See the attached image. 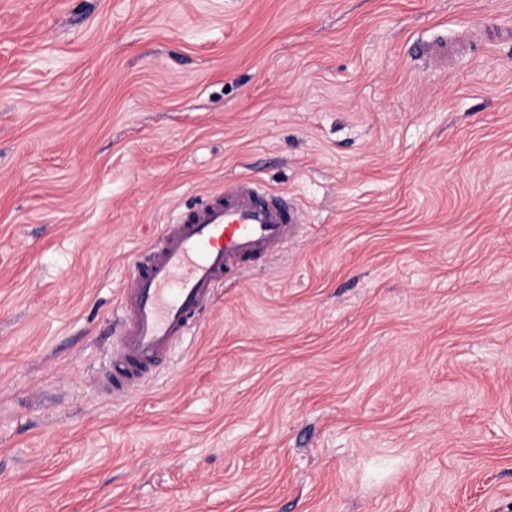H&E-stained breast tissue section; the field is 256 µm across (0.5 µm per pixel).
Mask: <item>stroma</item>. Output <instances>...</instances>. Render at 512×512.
I'll use <instances>...</instances> for the list:
<instances>
[{
    "instance_id": "stroma-1",
    "label": "stroma",
    "mask_w": 512,
    "mask_h": 512,
    "mask_svg": "<svg viewBox=\"0 0 512 512\" xmlns=\"http://www.w3.org/2000/svg\"><path fill=\"white\" fill-rule=\"evenodd\" d=\"M237 176L299 232L103 392ZM0 512H512V0H0Z\"/></svg>"
}]
</instances>
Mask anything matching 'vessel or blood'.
<instances>
[{
  "mask_svg": "<svg viewBox=\"0 0 512 512\" xmlns=\"http://www.w3.org/2000/svg\"><path fill=\"white\" fill-rule=\"evenodd\" d=\"M300 221L285 195L249 177L180 211L131 268L107 377L113 395L138 389L155 363L191 335L228 268L278 251Z\"/></svg>",
  "mask_w": 512,
  "mask_h": 512,
  "instance_id": "1",
  "label": "vessel or blood"
}]
</instances>
